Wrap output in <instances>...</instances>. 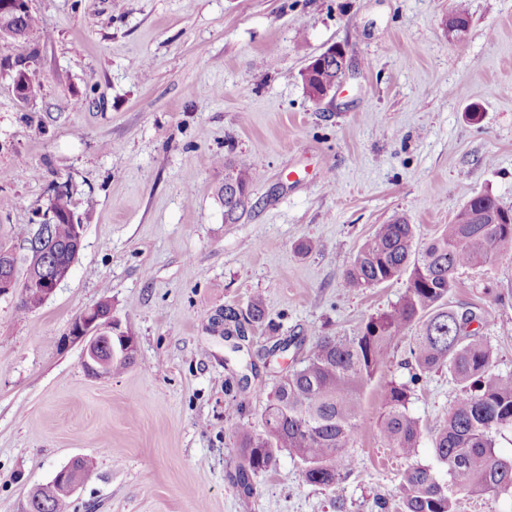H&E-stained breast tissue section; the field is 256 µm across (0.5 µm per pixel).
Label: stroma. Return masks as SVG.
<instances>
[{
	"instance_id": "1",
	"label": "stroma",
	"mask_w": 512,
	"mask_h": 512,
	"mask_svg": "<svg viewBox=\"0 0 512 512\" xmlns=\"http://www.w3.org/2000/svg\"><path fill=\"white\" fill-rule=\"evenodd\" d=\"M453 3L31 0L39 30L0 41V61L29 58L43 87L24 105L0 75V240L24 279L16 233L36 230L64 183L83 246L38 308L0 297V512H27L30 486L76 459L88 475L69 512H241L233 425L262 432L268 393L304 356L266 349L357 332L398 302L402 279L340 286L379 225L404 217L421 243L472 196L512 208V0H465L460 41ZM332 46L350 71L315 102L300 73ZM239 158L260 177L251 212L228 224L218 192ZM256 295L269 323L232 351L212 320ZM102 301L137 359L100 379L69 332ZM448 304L482 314L492 370L512 376V257L459 270ZM408 348L395 340L361 393L348 477L303 483L280 451L254 478L250 512H400L409 462L378 416L385 383L409 376ZM457 390L444 368L417 387V462L432 463Z\"/></svg>"
}]
</instances>
